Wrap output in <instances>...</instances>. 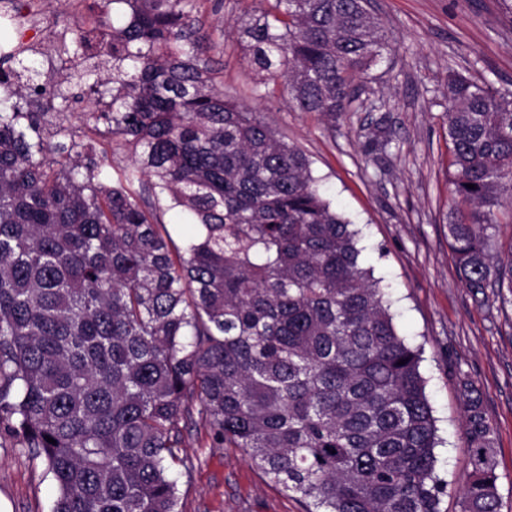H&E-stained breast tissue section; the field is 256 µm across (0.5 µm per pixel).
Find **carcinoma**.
<instances>
[{"label": "carcinoma", "instance_id": "cac0c4a2", "mask_svg": "<svg viewBox=\"0 0 512 512\" xmlns=\"http://www.w3.org/2000/svg\"><path fill=\"white\" fill-rule=\"evenodd\" d=\"M93 5L110 41L81 32L65 79L94 96L83 126L33 110L40 70L0 58V84L18 81L0 112V447L45 461L53 512H180L171 467L190 470L189 424L244 449L305 512H440L419 353L309 158L218 89L192 0ZM244 13L264 96L279 88L320 119L350 110L389 47L368 0H251ZM447 99L450 248L473 295L512 292V266L488 255L512 196V92L453 73ZM394 138L378 126L364 150ZM109 143L132 153L116 179ZM162 200L188 217L182 248ZM462 386V512H499L494 428Z\"/></svg>", "mask_w": 512, "mask_h": 512}]
</instances>
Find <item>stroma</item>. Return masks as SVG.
Masks as SVG:
<instances>
[{"label":"stroma","mask_w":512,"mask_h":512,"mask_svg":"<svg viewBox=\"0 0 512 512\" xmlns=\"http://www.w3.org/2000/svg\"><path fill=\"white\" fill-rule=\"evenodd\" d=\"M92 0H49L38 42L41 81L55 88L67 74L60 31L91 27ZM241 0H197L214 27L211 52L227 98L265 114L311 161L333 209L360 231L365 263L391 301L399 333L420 347V370L437 420V472L447 481L441 512H460L459 492L472 470L460 377H467L491 422L500 512H512V294L475 299L449 246L451 205L447 83L449 70L512 90V0H372L391 43L371 66L359 98L336 120L299 111L276 92H253L247 48L224 36ZM396 132L390 152L365 155L378 122ZM191 470L176 467L181 512H304L295 495L270 482L238 448L213 446L202 429L183 431ZM53 474L28 449L0 448V512H52Z\"/></svg>","instance_id":"obj_1"}]
</instances>
